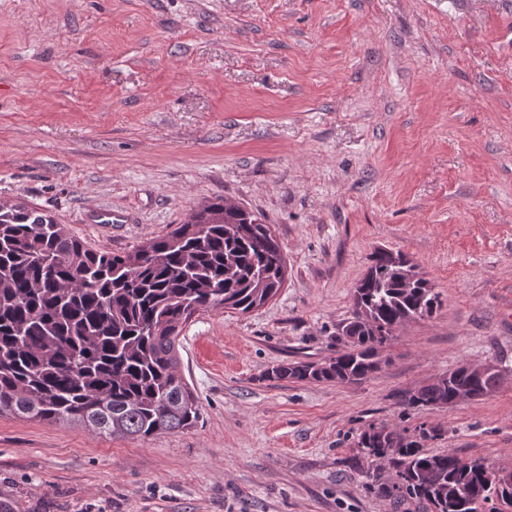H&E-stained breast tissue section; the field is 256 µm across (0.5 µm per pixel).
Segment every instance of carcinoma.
<instances>
[{
    "mask_svg": "<svg viewBox=\"0 0 512 512\" xmlns=\"http://www.w3.org/2000/svg\"><path fill=\"white\" fill-rule=\"evenodd\" d=\"M284 255L268 225L217 198L172 232L123 254L91 249L49 215L0 205V416L80 424L112 436L148 438L189 429L197 395L179 370L180 333L192 309L247 313L281 288ZM336 335L347 346L319 362L277 364L267 378L358 383L379 369L378 350L404 320L429 316L439 295L407 255L377 250ZM455 369L405 397L409 407L448 404L462 387L496 390ZM423 426L401 436L371 425L369 487L411 497L432 512H481L512 488L488 484L480 459L430 454ZM397 469L400 483L380 480Z\"/></svg>",
    "mask_w": 512,
    "mask_h": 512,
    "instance_id": "cac0c4a2",
    "label": "carcinoma"
}]
</instances>
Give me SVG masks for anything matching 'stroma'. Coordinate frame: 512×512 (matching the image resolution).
I'll use <instances>...</instances> for the list:
<instances>
[{"mask_svg":"<svg viewBox=\"0 0 512 512\" xmlns=\"http://www.w3.org/2000/svg\"><path fill=\"white\" fill-rule=\"evenodd\" d=\"M224 198L280 243L279 292L197 313L195 427L151 438L0 416V512H426L371 491L372 425L512 472V0H0V203L132 250ZM442 300L359 383L333 355L377 249ZM479 401L405 406L464 363Z\"/></svg>","mask_w":512,"mask_h":512,"instance_id":"35a3bbf8","label":"stroma"}]
</instances>
